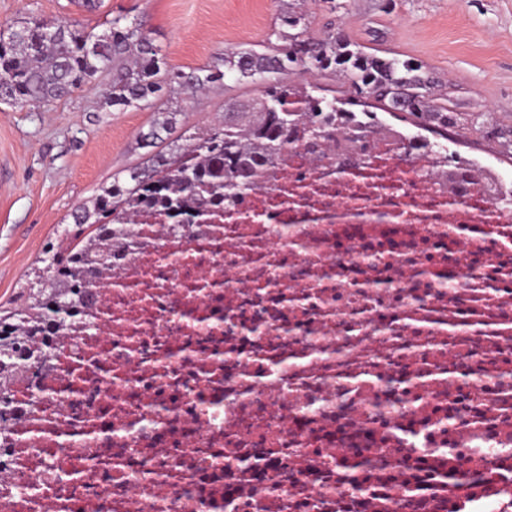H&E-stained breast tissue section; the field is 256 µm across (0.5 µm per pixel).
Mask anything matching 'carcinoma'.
<instances>
[{
    "mask_svg": "<svg viewBox=\"0 0 512 512\" xmlns=\"http://www.w3.org/2000/svg\"><path fill=\"white\" fill-rule=\"evenodd\" d=\"M278 20L265 50L227 52L224 69L204 66L187 73L170 71L142 24L121 15L101 34L77 18L31 16L15 24L22 34L0 37V100L16 108L64 99L103 72L112 73L104 97L109 107L150 106L171 83L195 91L229 77L259 88L256 96L234 101L224 122L190 134L147 166L119 172L92 207L72 213L73 223L92 230L66 261L41 259L43 266L24 287V305L0 312V357L7 352L20 363L36 348L30 342L34 331L57 335L71 329L101 275L130 254L132 242L144 245L129 228L135 217L159 215L166 224H193L229 198H242L292 147L318 146L344 133L349 147L363 149L382 130H391L371 113L353 110L363 100L373 98L440 136L457 123L456 113L431 98L421 66L368 54L338 34L312 37L310 14L301 6L288 8ZM338 68L349 89L343 99L315 96L306 84L288 81L294 73L334 74ZM53 296L72 301L64 326L57 325L60 310L51 306ZM36 349L56 354L48 338Z\"/></svg>",
    "mask_w": 512,
    "mask_h": 512,
    "instance_id": "carcinoma-1",
    "label": "carcinoma"
}]
</instances>
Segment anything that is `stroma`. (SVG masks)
Listing matches in <instances>:
<instances>
[{
    "label": "stroma",
    "instance_id": "35a3bbf8",
    "mask_svg": "<svg viewBox=\"0 0 512 512\" xmlns=\"http://www.w3.org/2000/svg\"><path fill=\"white\" fill-rule=\"evenodd\" d=\"M293 0H104L80 14L96 31L123 15L144 24L154 46L175 71L220 65L225 52L265 41L279 12ZM311 33L336 30L380 56L423 64L433 93L463 118L482 116L481 133L448 132V151L512 173V0H307ZM75 11L70 0H0V24L31 12L52 20ZM106 77L51 104L17 109L0 103V308L19 304V293L46 253L66 248L64 227L113 176L146 165L183 144L195 129L224 119L227 102L255 94L232 79L190 93L163 94L175 108L163 140H141L157 117L151 109L109 107Z\"/></svg>",
    "mask_w": 512,
    "mask_h": 512
}]
</instances>
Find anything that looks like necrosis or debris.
<instances>
[{
  "label": "necrosis or debris",
  "instance_id": "obj_1",
  "mask_svg": "<svg viewBox=\"0 0 512 512\" xmlns=\"http://www.w3.org/2000/svg\"><path fill=\"white\" fill-rule=\"evenodd\" d=\"M106 271L0 433V512H512L502 174L380 135Z\"/></svg>",
  "mask_w": 512,
  "mask_h": 512
}]
</instances>
